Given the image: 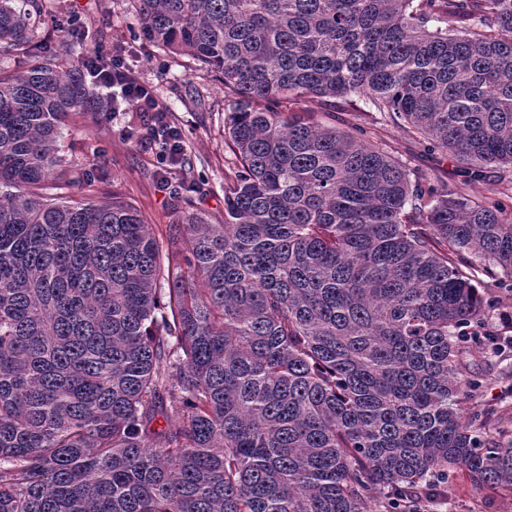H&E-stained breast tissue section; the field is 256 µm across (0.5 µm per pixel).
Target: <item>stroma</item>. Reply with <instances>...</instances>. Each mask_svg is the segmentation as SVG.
Returning a JSON list of instances; mask_svg holds the SVG:
<instances>
[{"label":"stroma","instance_id":"stroma-1","mask_svg":"<svg viewBox=\"0 0 512 512\" xmlns=\"http://www.w3.org/2000/svg\"><path fill=\"white\" fill-rule=\"evenodd\" d=\"M41 18L35 40L53 48L80 50L77 32L94 36L111 30L105 48L125 44L133 47L130 58L136 77L151 86L184 141V162L177 178L180 191L160 180L149 149L143 117L127 112L102 124L80 122L65 129L61 151L79 174L98 178L104 195L119 191L146 216L154 234L167 225L182 223L186 209L208 217L211 223L224 219V175L234 167V158L224 143V87L216 76L198 78L191 62L175 58L134 37L137 17L128 0H39ZM323 123L339 130L358 125L371 143L380 145L409 167L425 172L440 189L461 180V165L449 154L427 150L397 125L383 121L378 113L359 115L354 109L322 115ZM427 512H512V492L493 487L476 488L463 472L451 479L449 500L429 503Z\"/></svg>","mask_w":512,"mask_h":512}]
</instances>
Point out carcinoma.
<instances>
[{
  "label": "carcinoma",
  "mask_w": 512,
  "mask_h": 512,
  "mask_svg": "<svg viewBox=\"0 0 512 512\" xmlns=\"http://www.w3.org/2000/svg\"><path fill=\"white\" fill-rule=\"evenodd\" d=\"M224 85V223L158 240L61 155L112 103L0 0V512H426L512 491V425L465 406L506 342L512 0H130ZM469 173L440 191L353 99ZM165 426L153 428L157 418ZM512 512V492L493 487L478 489L462 471L454 473L451 479V496L447 500L429 503L427 512Z\"/></svg>",
  "instance_id": "cac0c4a2"
}]
</instances>
